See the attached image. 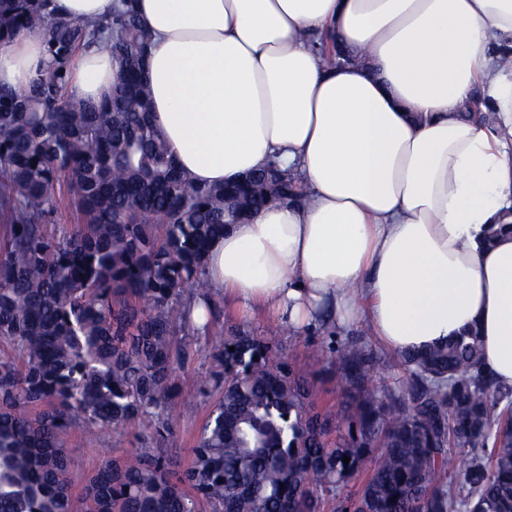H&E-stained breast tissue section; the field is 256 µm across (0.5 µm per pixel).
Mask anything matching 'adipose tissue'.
<instances>
[{"instance_id":"obj_1","label":"adipose tissue","mask_w":512,"mask_h":512,"mask_svg":"<svg viewBox=\"0 0 512 512\" xmlns=\"http://www.w3.org/2000/svg\"><path fill=\"white\" fill-rule=\"evenodd\" d=\"M152 32V118L207 184L277 163L303 201L226 225L204 277L295 333L364 318L395 352L475 329L512 387V0H138ZM351 63L331 65L319 41ZM48 33L0 43V87L38 78ZM109 55L68 82L94 99ZM484 98L489 122L465 117Z\"/></svg>"}]
</instances>
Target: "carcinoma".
Wrapping results in <instances>:
<instances>
[{"label": "carcinoma", "mask_w": 512, "mask_h": 512, "mask_svg": "<svg viewBox=\"0 0 512 512\" xmlns=\"http://www.w3.org/2000/svg\"><path fill=\"white\" fill-rule=\"evenodd\" d=\"M22 26L49 41L43 75L0 89V512H323L358 479L333 512H512V388L481 371L476 334L398 354L395 388L373 384L370 353L341 346L346 401L321 413L271 342L279 328L252 336L191 316L196 302L212 311L203 264L226 217L298 200L302 186L267 170L206 186L178 166L152 120L151 34L134 4L86 22L54 0H0V41ZM91 48L118 63L96 100L67 79ZM64 184L80 222L59 240L47 226ZM179 329L205 336L224 378L186 464L167 447L191 356ZM76 420L115 448L126 424L151 430L78 497L62 442ZM452 448L470 454L454 479Z\"/></svg>", "instance_id": "obj_1"}]
</instances>
